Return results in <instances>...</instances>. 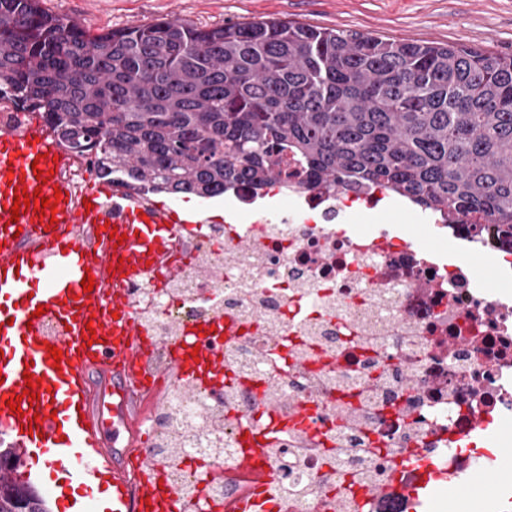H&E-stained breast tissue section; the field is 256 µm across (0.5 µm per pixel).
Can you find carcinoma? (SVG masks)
Masks as SVG:
<instances>
[{
	"mask_svg": "<svg viewBox=\"0 0 512 512\" xmlns=\"http://www.w3.org/2000/svg\"><path fill=\"white\" fill-rule=\"evenodd\" d=\"M37 111L98 177L221 197L309 176L380 186L512 248V56L292 21L177 19L97 35L0 0V106ZM0 448V512H47Z\"/></svg>",
	"mask_w": 512,
	"mask_h": 512,
	"instance_id": "obj_1",
	"label": "carcinoma"
}]
</instances>
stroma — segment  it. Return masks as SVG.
I'll return each mask as SVG.
<instances>
[{
    "instance_id": "obj_1",
    "label": "stroma",
    "mask_w": 512,
    "mask_h": 512,
    "mask_svg": "<svg viewBox=\"0 0 512 512\" xmlns=\"http://www.w3.org/2000/svg\"><path fill=\"white\" fill-rule=\"evenodd\" d=\"M42 5L94 33L159 19L204 26L280 18L395 41L512 54V0H42Z\"/></svg>"
}]
</instances>
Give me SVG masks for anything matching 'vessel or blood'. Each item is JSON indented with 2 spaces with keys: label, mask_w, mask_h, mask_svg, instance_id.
I'll return each mask as SVG.
<instances>
[{
  "label": "vessel or blood",
  "mask_w": 512,
  "mask_h": 512,
  "mask_svg": "<svg viewBox=\"0 0 512 512\" xmlns=\"http://www.w3.org/2000/svg\"><path fill=\"white\" fill-rule=\"evenodd\" d=\"M75 162L38 118L0 129V429L28 459L43 462L56 498L101 482L112 487V512H188L163 487L149 446L138 448L129 465L106 458L112 441L90 410V378L105 375L127 395L159 379L189 378L195 336L204 328L223 331L224 321L186 326L169 344V369L154 367L161 341L147 335L122 295L139 279L161 287L175 278L184 261L182 226L172 213L108 183L74 194L61 173ZM23 192L58 198L54 218L32 208L12 213ZM87 275L94 280L89 292L81 285ZM53 346L60 359L50 357ZM31 379L39 383L32 396L25 392ZM14 397L21 400L17 412L7 405Z\"/></svg>",
  "instance_id": "vessel-or-blood-1"
}]
</instances>
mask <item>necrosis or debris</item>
Returning a JSON list of instances; mask_svg holds the SVG:
<instances>
[{
    "label": "necrosis or debris",
    "instance_id": "4bbe7bcc",
    "mask_svg": "<svg viewBox=\"0 0 512 512\" xmlns=\"http://www.w3.org/2000/svg\"><path fill=\"white\" fill-rule=\"evenodd\" d=\"M379 187L309 189L281 209L184 230L188 261L166 287L131 283L126 303L151 335L224 316L235 390L163 383L141 427L170 487L193 512H418L399 492L431 469L458 474L480 425L512 418V298L477 286L478 256L512 276L497 227L467 233L385 206ZM451 232L449 250L424 241ZM316 339L311 357L291 350ZM284 396L263 399L265 381ZM267 443L244 445L246 434Z\"/></svg>",
    "mask_w": 512,
    "mask_h": 512
}]
</instances>
